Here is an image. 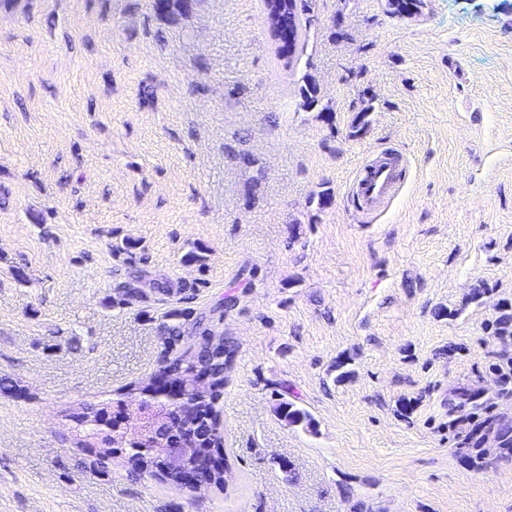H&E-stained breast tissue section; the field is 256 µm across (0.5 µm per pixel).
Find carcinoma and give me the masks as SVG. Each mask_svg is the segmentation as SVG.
Segmentation results:
<instances>
[{
	"instance_id": "carcinoma-1",
	"label": "carcinoma",
	"mask_w": 512,
	"mask_h": 512,
	"mask_svg": "<svg viewBox=\"0 0 512 512\" xmlns=\"http://www.w3.org/2000/svg\"><path fill=\"white\" fill-rule=\"evenodd\" d=\"M277 3L283 7L282 21L276 22L271 32L278 42L279 57L288 59L293 56L300 42L303 29L302 13L307 11L306 0H300L298 5L293 0H263L264 12L268 14L273 11ZM420 4L421 0H386V12L391 16H410L419 11ZM499 311L501 315L491 326L493 335L512 339V305L503 304ZM190 317V311L175 310L166 315L165 320L160 323L166 352L175 353V356L167 361V374L169 380L184 389V397L177 402L155 398L153 403L169 412L180 413L182 425L178 437L193 438L197 448V459L200 460V464L195 467V471L199 473L198 489H222L227 466L208 468L205 466L204 458L208 457L211 449L224 447V429L219 421L217 405L224 394L225 371L234 349L221 334L215 340L184 345ZM495 372L498 375V394H512V358L507 361L506 366H497ZM199 375L207 377L211 387L208 398L202 402L198 401L193 387V380ZM455 397L458 399L455 408L462 410L469 406L475 412L485 413L481 429L494 432V442L497 443L494 448H485L478 432L471 431L459 443L458 452L477 467L483 466L485 459L492 454L498 458L512 456V423L493 415L489 407L477 402L465 390L456 391ZM100 412L99 408L85 406L81 411L70 414V420L74 423L78 444L94 450L96 456L105 458L109 456L112 448L103 446V443L108 441L115 444L123 440V436L114 434L110 440L101 436L97 427ZM277 413L290 425L313 426L310 413L297 407L293 402H280ZM128 447L133 450L130 457L133 473L139 476H157L174 487L183 485L187 472L179 468L163 470L164 460L149 449H140L139 444L131 438L128 439Z\"/></svg>"
}]
</instances>
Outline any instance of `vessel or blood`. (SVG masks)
Listing matches in <instances>:
<instances>
[{
	"label": "vessel or blood",
	"instance_id": "vessel-or-blood-1",
	"mask_svg": "<svg viewBox=\"0 0 512 512\" xmlns=\"http://www.w3.org/2000/svg\"><path fill=\"white\" fill-rule=\"evenodd\" d=\"M402 166V156L394 152L379 154L364 164L350 188L353 200L367 209L380 207L396 194Z\"/></svg>",
	"mask_w": 512,
	"mask_h": 512
}]
</instances>
